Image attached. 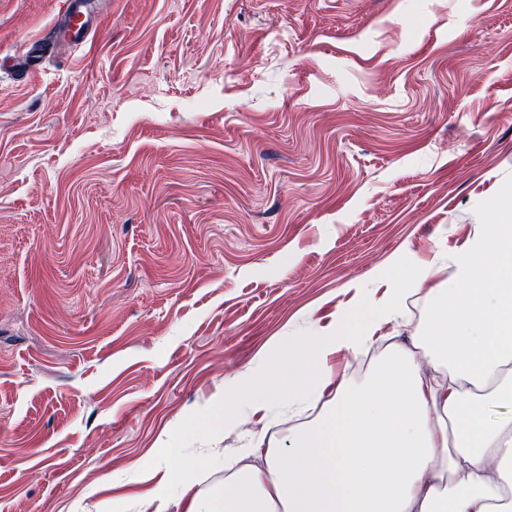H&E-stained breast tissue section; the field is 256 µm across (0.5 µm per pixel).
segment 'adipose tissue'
Returning <instances> with one entry per match:
<instances>
[{
	"instance_id": "1",
	"label": "adipose tissue",
	"mask_w": 512,
	"mask_h": 512,
	"mask_svg": "<svg viewBox=\"0 0 512 512\" xmlns=\"http://www.w3.org/2000/svg\"><path fill=\"white\" fill-rule=\"evenodd\" d=\"M486 215L487 233L449 254L448 287H427L428 269L405 259L404 274L372 299L371 326L344 308L313 335L282 338L266 354L277 372L226 380L205 427L218 438L239 424L238 409L304 407L333 390L319 423L283 445L251 436L225 456L224 488L210 495L194 490L200 461L175 460L155 500L180 492L182 512H512V192ZM416 294L429 312L425 335L392 342L360 389L338 382L336 353L370 347ZM494 404L506 412L491 415Z\"/></svg>"
}]
</instances>
